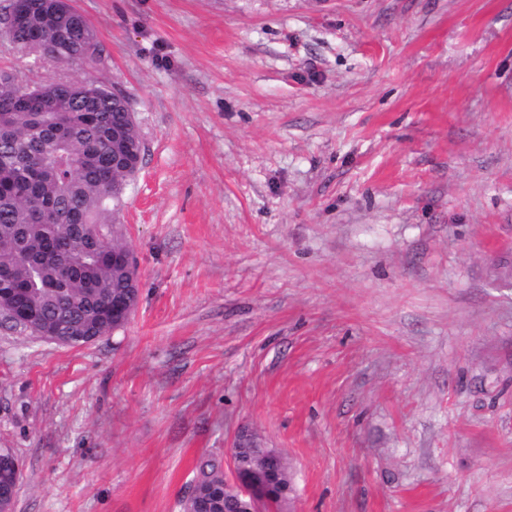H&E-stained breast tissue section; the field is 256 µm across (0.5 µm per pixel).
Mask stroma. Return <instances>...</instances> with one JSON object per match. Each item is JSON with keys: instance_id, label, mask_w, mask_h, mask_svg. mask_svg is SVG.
I'll return each instance as SVG.
<instances>
[{"instance_id": "35a3bbf8", "label": "stroma", "mask_w": 512, "mask_h": 512, "mask_svg": "<svg viewBox=\"0 0 512 512\" xmlns=\"http://www.w3.org/2000/svg\"><path fill=\"white\" fill-rule=\"evenodd\" d=\"M145 142L120 329L0 317L14 512H181L240 430L291 512H512V0H75Z\"/></svg>"}]
</instances>
